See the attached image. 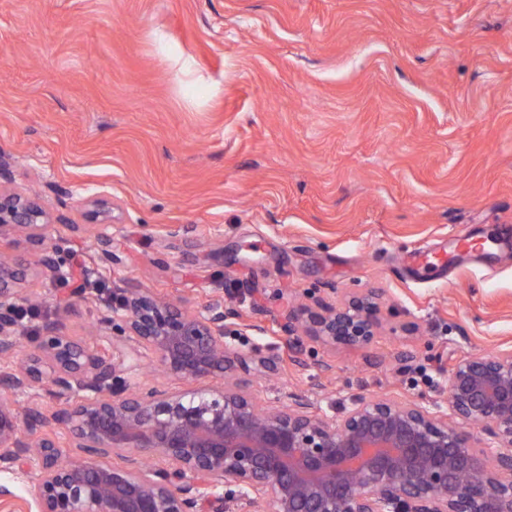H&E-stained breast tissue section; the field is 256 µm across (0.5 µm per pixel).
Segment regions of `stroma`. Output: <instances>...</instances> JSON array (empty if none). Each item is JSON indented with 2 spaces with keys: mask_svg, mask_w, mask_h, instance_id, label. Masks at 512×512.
Wrapping results in <instances>:
<instances>
[{
  "mask_svg": "<svg viewBox=\"0 0 512 512\" xmlns=\"http://www.w3.org/2000/svg\"><path fill=\"white\" fill-rule=\"evenodd\" d=\"M0 153L92 287L223 292L241 348L299 303L379 293L371 345L238 371L258 401L443 404L461 353L512 346V0H0ZM99 197L113 266L74 230ZM418 249L447 266L415 276ZM72 286L25 283L86 337L99 307L64 310Z\"/></svg>",
  "mask_w": 512,
  "mask_h": 512,
  "instance_id": "1",
  "label": "stroma"
}]
</instances>
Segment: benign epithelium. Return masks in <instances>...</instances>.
Listing matches in <instances>:
<instances>
[{
  "instance_id": "benign-epithelium-1",
  "label": "benign epithelium",
  "mask_w": 512,
  "mask_h": 512,
  "mask_svg": "<svg viewBox=\"0 0 512 512\" xmlns=\"http://www.w3.org/2000/svg\"><path fill=\"white\" fill-rule=\"evenodd\" d=\"M11 180L0 153V241L32 250L28 266L61 273L55 225L34 197L6 188ZM94 238L119 261L107 233ZM23 280V268L0 265V471L26 482L38 512H512L511 347L455 360L446 412L360 395L328 416L302 395L264 406L215 380L250 362L276 373L280 362L226 341L236 312L222 296L187 311L114 283L89 340L58 321L26 332ZM378 314L370 297L316 300L288 312L282 340L367 345ZM145 351L165 373L205 385L136 386ZM20 393L30 394L24 409Z\"/></svg>"
}]
</instances>
